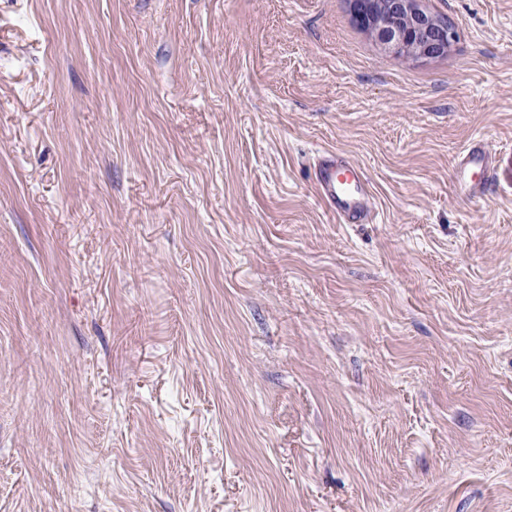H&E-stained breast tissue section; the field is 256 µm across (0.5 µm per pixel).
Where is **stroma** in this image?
Returning a JSON list of instances; mask_svg holds the SVG:
<instances>
[{"mask_svg": "<svg viewBox=\"0 0 512 512\" xmlns=\"http://www.w3.org/2000/svg\"><path fill=\"white\" fill-rule=\"evenodd\" d=\"M423 3L0 0V512H512V0ZM355 20L384 50L414 59L433 60L448 53L457 38L420 0H350ZM454 187L457 194L465 200L472 199L485 194L494 171V157L485 148L482 141H476L465 147L458 155L456 163ZM473 168H479L483 177L475 180L471 176ZM369 179L357 163L327 153L316 163V186L322 201L341 224H364L374 211Z\"/></svg>", "mask_w": 512, "mask_h": 512, "instance_id": "obj_1", "label": "stroma"}]
</instances>
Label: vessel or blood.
<instances>
[{
	"label": "vessel or blood",
	"mask_w": 512,
	"mask_h": 512,
	"mask_svg": "<svg viewBox=\"0 0 512 512\" xmlns=\"http://www.w3.org/2000/svg\"><path fill=\"white\" fill-rule=\"evenodd\" d=\"M494 169V157L476 141L458 155L454 187L465 200L485 194ZM316 186L322 201L342 224L368 222L374 211L369 179L357 163L329 153L316 164Z\"/></svg>",
	"instance_id": "b4317fda"
}]
</instances>
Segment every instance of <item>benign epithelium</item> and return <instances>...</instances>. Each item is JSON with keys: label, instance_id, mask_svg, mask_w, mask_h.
<instances>
[{"label": "benign epithelium", "instance_id": "7a95c632", "mask_svg": "<svg viewBox=\"0 0 512 512\" xmlns=\"http://www.w3.org/2000/svg\"><path fill=\"white\" fill-rule=\"evenodd\" d=\"M350 9L363 30L396 55L437 59L457 38L455 27L426 10L421 0H350Z\"/></svg>", "mask_w": 512, "mask_h": 512}]
</instances>
